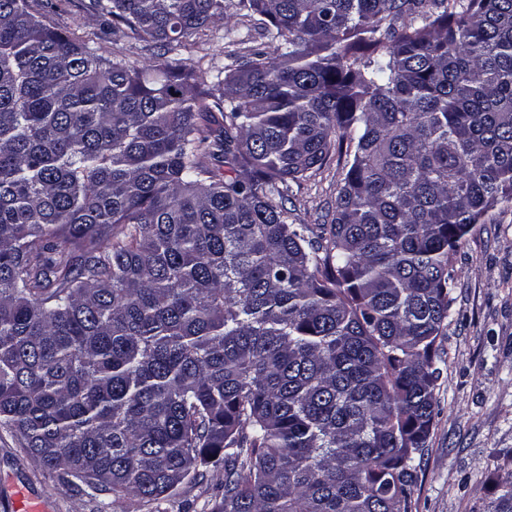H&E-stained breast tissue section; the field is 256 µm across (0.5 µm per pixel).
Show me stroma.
<instances>
[{
    "label": "stroma",
    "mask_w": 512,
    "mask_h": 512,
    "mask_svg": "<svg viewBox=\"0 0 512 512\" xmlns=\"http://www.w3.org/2000/svg\"><path fill=\"white\" fill-rule=\"evenodd\" d=\"M88 2L30 0L59 31L81 36L97 52L134 66L164 52L214 74L232 65V53L264 41L263 21L238 15L232 34L218 22L167 52L128 29H112L88 10ZM353 151L352 144L343 143L324 167L292 185L285 200L290 221L329 223ZM456 269L452 317L434 346L440 368L437 406L413 488V512H492L504 463L512 457V210H493L474 225ZM18 488L45 500L49 512H122L62 483L0 429V512H10V496Z\"/></svg>",
    "instance_id": "obj_1"
}]
</instances>
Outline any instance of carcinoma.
I'll return each instance as SVG.
<instances>
[{
    "instance_id": "obj_1",
    "label": "carcinoma",
    "mask_w": 512,
    "mask_h": 512,
    "mask_svg": "<svg viewBox=\"0 0 512 512\" xmlns=\"http://www.w3.org/2000/svg\"><path fill=\"white\" fill-rule=\"evenodd\" d=\"M231 6L268 41L209 81L0 0V429L148 512H412L455 257L512 209V0ZM231 6L92 0L164 46ZM338 140L313 239L283 200ZM208 484H183L174 497L162 504V508H167V512H210L206 511V506L203 507L214 494L213 482Z\"/></svg>"
}]
</instances>
